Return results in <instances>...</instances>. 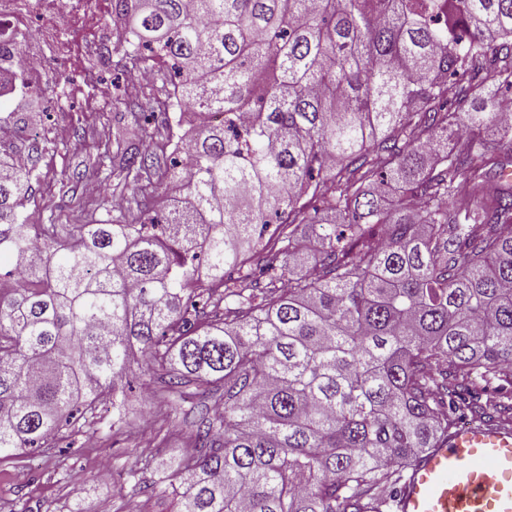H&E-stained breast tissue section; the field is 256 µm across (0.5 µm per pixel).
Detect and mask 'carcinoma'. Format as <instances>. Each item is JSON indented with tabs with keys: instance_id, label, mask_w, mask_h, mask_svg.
<instances>
[{
	"instance_id": "cac0c4a2",
	"label": "carcinoma",
	"mask_w": 512,
	"mask_h": 512,
	"mask_svg": "<svg viewBox=\"0 0 512 512\" xmlns=\"http://www.w3.org/2000/svg\"><path fill=\"white\" fill-rule=\"evenodd\" d=\"M112 28L156 73L112 83L97 146L132 199L62 240L0 159V456L98 433L104 392L121 427L138 354L169 399L222 388L157 478L179 512H387L459 418L512 423V183L484 171L512 124L481 135L512 0H112Z\"/></svg>"
}]
</instances>
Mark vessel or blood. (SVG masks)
Here are the masks:
<instances>
[{
    "mask_svg": "<svg viewBox=\"0 0 512 512\" xmlns=\"http://www.w3.org/2000/svg\"><path fill=\"white\" fill-rule=\"evenodd\" d=\"M392 512H512V425L457 423L408 470Z\"/></svg>",
    "mask_w": 512,
    "mask_h": 512,
    "instance_id": "b4317fda",
    "label": "vessel or blood"
}]
</instances>
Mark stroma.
<instances>
[{"label": "stroma", "mask_w": 512, "mask_h": 512, "mask_svg": "<svg viewBox=\"0 0 512 512\" xmlns=\"http://www.w3.org/2000/svg\"><path fill=\"white\" fill-rule=\"evenodd\" d=\"M94 0H57L51 10L28 0L29 32L38 36L43 67L27 86L0 96V126L11 133L0 142V158L15 157L33 167L37 176L33 198L25 209L30 223H47L60 204L62 179L77 175L72 185L85 208L71 207L60 218L64 224L90 221L88 183H102L93 165L95 146L104 132L126 112L124 102L101 97L99 83H111L117 54L102 55L110 43L112 5L99 4L98 19L87 31L78 30ZM128 379L125 427L109 436L79 435L70 446L45 453H23L0 458V512H177L164 486L152 473L126 479L128 462L139 440L155 438L161 425L158 405L165 398L149 386L140 367ZM180 409L171 413V434L163 447L151 449L154 465L175 467L184 453L191 422L201 407L212 405L216 394L188 386Z\"/></svg>", "instance_id": "obj_1"}]
</instances>
